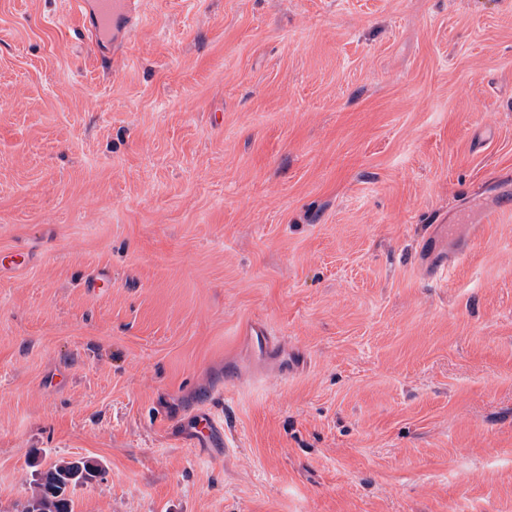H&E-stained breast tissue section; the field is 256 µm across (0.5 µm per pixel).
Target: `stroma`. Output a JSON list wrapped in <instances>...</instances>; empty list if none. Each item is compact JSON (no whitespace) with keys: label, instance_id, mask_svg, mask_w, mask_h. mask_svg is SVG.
Masks as SVG:
<instances>
[{"label":"stroma","instance_id":"1","mask_svg":"<svg viewBox=\"0 0 512 512\" xmlns=\"http://www.w3.org/2000/svg\"><path fill=\"white\" fill-rule=\"evenodd\" d=\"M73 2L0 0V512H512V0ZM81 9L93 13L94 21L87 25V32L98 46V41L112 33V46L121 43V36L131 31L135 22V2L132 0L77 1ZM91 3V4H89ZM444 224H435L431 235L423 242L422 251L426 255L428 261V267L431 268L435 273L444 271L447 269L448 258L444 246V239L449 224L457 223V218L453 215L448 216V220L443 222ZM191 433L193 435V439L199 444H202L201 442H205L206 440L210 441L220 432L218 431V427L216 426L213 417L209 411L205 409L197 414L191 428ZM101 475L99 466L87 457L61 459L42 473L21 512H73L71 490L92 483ZM71 484L67 492L62 486Z\"/></svg>","mask_w":512,"mask_h":512}]
</instances>
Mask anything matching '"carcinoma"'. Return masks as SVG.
Here are the masks:
<instances>
[{
  "label": "carcinoma",
  "instance_id": "cac0c4a2",
  "mask_svg": "<svg viewBox=\"0 0 512 512\" xmlns=\"http://www.w3.org/2000/svg\"><path fill=\"white\" fill-rule=\"evenodd\" d=\"M100 475L99 466L87 457L58 460L42 473L21 512H73L71 492L63 485L69 483L74 489L92 483Z\"/></svg>",
  "mask_w": 512,
  "mask_h": 512
}]
</instances>
